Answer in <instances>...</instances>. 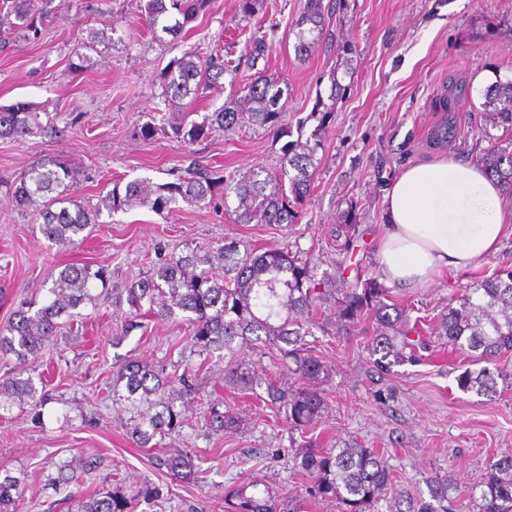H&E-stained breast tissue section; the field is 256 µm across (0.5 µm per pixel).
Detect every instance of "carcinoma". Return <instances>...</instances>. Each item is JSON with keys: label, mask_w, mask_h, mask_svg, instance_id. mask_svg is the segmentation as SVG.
<instances>
[{"label": "carcinoma", "mask_w": 512, "mask_h": 512, "mask_svg": "<svg viewBox=\"0 0 512 512\" xmlns=\"http://www.w3.org/2000/svg\"><path fill=\"white\" fill-rule=\"evenodd\" d=\"M210 0H145L140 6L142 20L158 40L178 37L185 26L206 11ZM35 0H0V19L10 16L28 30L36 29L38 15ZM323 0H306L304 11L295 25L294 52L306 60L309 52L327 38ZM252 65L268 56L271 46L262 37L247 41ZM234 71L233 60L218 52L206 53L197 48L176 61L172 71L163 73L161 83L165 102L180 112L183 100L215 84L224 74ZM279 81L260 74L246 88V93L202 116L201 121L176 123L162 114L159 123L142 127V135L151 138L157 132L171 133L186 144L207 138L213 131L258 126L277 131L282 126L285 103L277 89ZM346 86L329 73L331 104L320 100L309 118L317 121L316 132L306 141H290L283 147L277 172L262 167L225 178L202 172L190 180L151 188L143 180H133L119 188L114 185L101 205L87 209L74 200L73 208H55L64 202L73 175L55 162L30 167L13 184L12 196L20 208L39 205L40 231L49 241L63 246L75 245L83 232L98 220L101 210L108 213L126 211L139 204L157 214L182 201L207 204L213 200L214 185L224 182V208L232 210L240 224L298 223L302 207L310 195L313 173L322 148L317 131L325 128L332 117L336 99ZM485 120L495 128L512 131V82H498L487 90L483 103ZM42 107L26 101L0 106V137L26 139L53 132L41 121ZM487 174L497 180L512 197V146L495 143L479 157ZM235 207H230L229 202ZM356 205L343 211V224L337 237L344 238L336 250L348 253L358 239L355 224ZM109 275L102 266L68 265L51 274L46 301L34 308L30 303L13 313L0 327V353L11 355L18 367L0 379V418L12 410L15 399L26 397L35 403L44 399L45 384L27 371L30 360L37 358L56 336L64 323L73 321L77 309L96 307L107 288ZM133 312L124 325L128 334L142 327L139 318L142 303L146 313L162 319L186 321L193 352L212 355L224 352V385L240 390L265 386L268 402L282 414L290 428L304 430L321 413L324 398L315 385L327 375V366L307 346L305 337L312 329L326 331L316 321L313 308L318 302L334 301L336 333L350 334L361 319L374 314L376 334L367 343L374 367L389 373L396 365L418 360L417 350L426 348L421 329L411 323L409 309L388 303L389 291L378 277L350 280L341 267L316 277L301 250L267 248L258 251L249 245L229 242L219 247H197L184 255L160 258L152 262L146 275L126 289ZM456 306L441 314L438 335L465 350L475 370L458 377L464 391L492 396L503 379L500 370H491L498 358L512 351V269L501 270L457 296ZM268 347L281 353L282 371L293 377L294 384L285 388L275 378L252 365L237 360L241 349ZM195 376L185 368L180 374H166L150 365L127 362L118 367L112 388V402L130 413L131 438L141 448H152L156 437H164L182 428L192 409ZM222 402H210L209 424L215 431L236 429L238 420L219 410ZM293 468L313 479L311 493L338 500L344 512H374L376 504L393 501L394 512H451L448 481L431 475L425 478L429 499H415L395 484L384 455L356 444L341 448L303 450L292 456ZM163 465L182 479L192 474V458L185 453L167 455ZM80 478L75 466L66 462L57 466L53 482L67 489ZM20 480L8 473L0 475V512H13ZM471 496L478 512H512V456L488 461ZM137 496L102 490L83 505V512H134ZM224 501L230 512H295L277 499L268 487L246 483L232 490ZM406 508H401V505Z\"/></svg>", "instance_id": "obj_1"}]
</instances>
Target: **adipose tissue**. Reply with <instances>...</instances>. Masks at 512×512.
Returning <instances> with one entry per match:
<instances>
[{"mask_svg":"<svg viewBox=\"0 0 512 512\" xmlns=\"http://www.w3.org/2000/svg\"><path fill=\"white\" fill-rule=\"evenodd\" d=\"M379 271L415 286L445 268L465 270L496 252L512 211L477 164L442 159L404 169L385 196Z\"/></svg>","mask_w":512,"mask_h":512,"instance_id":"ef3b65f1","label":"adipose tissue"}]
</instances>
